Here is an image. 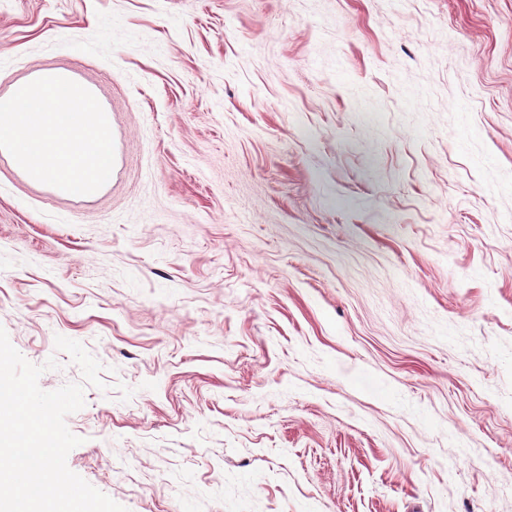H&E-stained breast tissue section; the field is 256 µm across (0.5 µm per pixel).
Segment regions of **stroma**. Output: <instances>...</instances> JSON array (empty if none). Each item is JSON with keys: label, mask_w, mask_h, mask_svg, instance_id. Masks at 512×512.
<instances>
[{"label": "stroma", "mask_w": 512, "mask_h": 512, "mask_svg": "<svg viewBox=\"0 0 512 512\" xmlns=\"http://www.w3.org/2000/svg\"><path fill=\"white\" fill-rule=\"evenodd\" d=\"M95 86L90 201L0 156V327L127 512H512V0H0Z\"/></svg>", "instance_id": "stroma-1"}]
</instances>
